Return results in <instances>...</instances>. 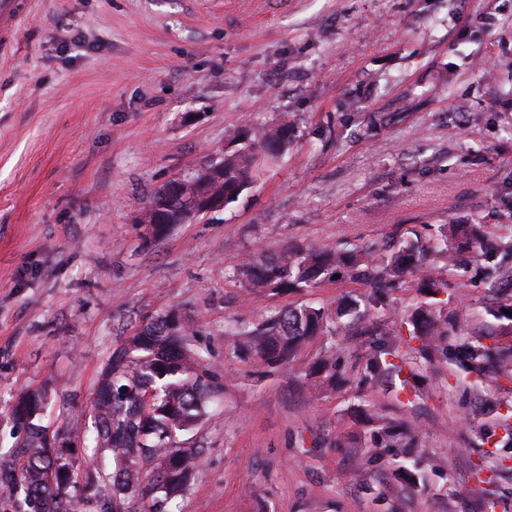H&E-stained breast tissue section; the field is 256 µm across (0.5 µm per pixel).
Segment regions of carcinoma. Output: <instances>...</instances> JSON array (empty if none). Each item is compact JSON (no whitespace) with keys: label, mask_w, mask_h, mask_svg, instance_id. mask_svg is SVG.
I'll return each instance as SVG.
<instances>
[{"label":"carcinoma","mask_w":512,"mask_h":512,"mask_svg":"<svg viewBox=\"0 0 512 512\" xmlns=\"http://www.w3.org/2000/svg\"><path fill=\"white\" fill-rule=\"evenodd\" d=\"M289 126L284 123L255 132L232 130L224 151V204L233 202L263 168L288 148ZM163 204L165 223L149 224L150 239L164 238L174 224H185L194 216L179 200L163 203L156 193L149 204ZM484 230L480 224H446L441 235L424 244L420 240L400 243L394 249L352 247H288L271 259L246 258L233 272L245 287L271 295L316 288L340 274L365 283L371 292L368 303L344 302L331 314L314 305L275 309L261 323L241 326L233 335L266 363L288 362L306 342L317 336L371 337L372 353L366 361L368 378L396 386L397 401L412 402L420 386L414 372V352L424 353L448 337L452 361L469 373H480L490 360L492 348L484 343L492 333L474 336L448 328V317L438 311L447 292L446 273L459 267L461 251H477L478 268L489 309L501 324L512 323V232L501 234L488 250H482ZM423 271L417 287L430 299L413 309L395 326L385 329L370 319L371 308L383 305L388 293L405 282V277ZM190 327L171 311L141 325L113 353L98 382L91 411L93 454L88 461L77 457L72 475L65 449L51 441L72 442L69 434L51 433L42 425L46 409L41 390L26 389L8 408L7 416L21 433L14 448L0 454V490L7 505L3 512H127L125 501L150 499L149 512H168L166 505L191 483L201 450L186 448L176 440L206 414L209 382L199 372L189 345ZM417 341L416 349L411 343ZM313 387L336 386V345L325 356L304 369ZM152 393L151 405L142 397ZM381 447L404 448V441L388 425L381 427ZM150 470L142 472V465ZM402 481L417 486L424 472L417 465L401 466Z\"/></svg>","instance_id":"1"}]
</instances>
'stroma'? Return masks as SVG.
<instances>
[{
	"mask_svg": "<svg viewBox=\"0 0 512 512\" xmlns=\"http://www.w3.org/2000/svg\"><path fill=\"white\" fill-rule=\"evenodd\" d=\"M283 122L288 152L236 201L146 240L155 191L220 161L231 129ZM511 186L512 0H37L0 54V450L21 390L46 389L65 432L112 353L173 310L215 397L178 437L202 454L171 512H512V447L478 433L512 426V381L456 371L443 346L405 405L361 383L369 348L340 338L353 382L317 396L300 369L326 338L270 367L224 333L368 293L252 292L229 276L245 256L426 241L452 220L496 236ZM482 295L450 272L449 318L476 330ZM486 391L502 407L475 414ZM392 420L424 486L375 444Z\"/></svg>",
	"mask_w": 512,
	"mask_h": 512,
	"instance_id": "35a3bbf8",
	"label": "stroma"
}]
</instances>
